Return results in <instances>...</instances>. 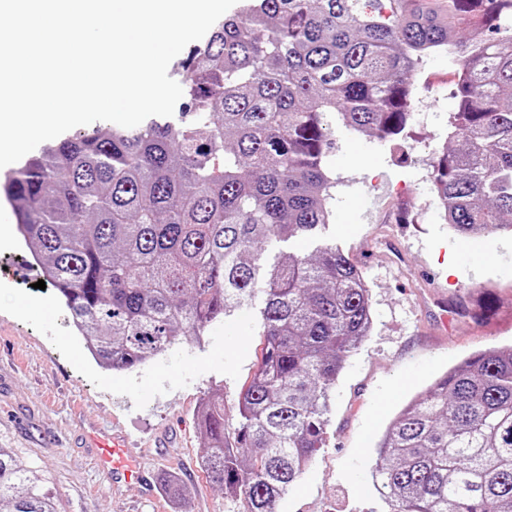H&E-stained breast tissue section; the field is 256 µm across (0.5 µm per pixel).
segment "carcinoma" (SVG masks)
<instances>
[{
    "mask_svg": "<svg viewBox=\"0 0 512 512\" xmlns=\"http://www.w3.org/2000/svg\"><path fill=\"white\" fill-rule=\"evenodd\" d=\"M453 51L455 109L431 182L462 237L512 233V0H239L185 70L188 113L55 138L0 178L16 229L103 366L137 367L237 308L266 343L240 420L199 413L200 465L274 512L322 448L346 358L372 328L361 271L334 244H262L332 218L334 126L398 146L413 76ZM372 482L389 512H512V348L479 353L390 421ZM5 512H57L50 481L0 448Z\"/></svg>",
    "mask_w": 512,
    "mask_h": 512,
    "instance_id": "cac0c4a2",
    "label": "carcinoma"
}]
</instances>
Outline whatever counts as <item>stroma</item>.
Instances as JSON below:
<instances>
[{
  "instance_id": "obj_1",
  "label": "stroma",
  "mask_w": 512,
  "mask_h": 512,
  "mask_svg": "<svg viewBox=\"0 0 512 512\" xmlns=\"http://www.w3.org/2000/svg\"><path fill=\"white\" fill-rule=\"evenodd\" d=\"M452 65L437 54L423 66L403 152L336 127L327 158L336 180L333 222L324 239L359 268L370 293L373 330L346 360L333 391L323 448L276 512H385L371 470L388 415L449 367L512 346V238L485 237L496 259L465 265L442 221L430 162L448 143L455 108ZM15 226L0 230V446L50 476L59 512H239L200 466L197 411L224 393V426L264 347L252 310L235 313L240 336L211 325L132 371L100 366L53 288L39 276ZM124 438L157 477L189 488L187 502L166 485L146 500L140 488L113 490L94 464L83 430Z\"/></svg>"
}]
</instances>
